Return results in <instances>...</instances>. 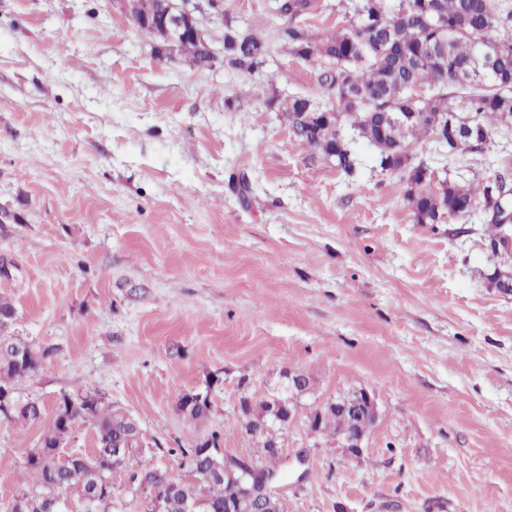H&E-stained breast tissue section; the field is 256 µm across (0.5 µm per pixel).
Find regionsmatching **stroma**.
Wrapping results in <instances>:
<instances>
[{
  "label": "stroma",
  "instance_id": "35a3bbf8",
  "mask_svg": "<svg viewBox=\"0 0 512 512\" xmlns=\"http://www.w3.org/2000/svg\"><path fill=\"white\" fill-rule=\"evenodd\" d=\"M357 0H314L313 38L346 27ZM224 19L272 45L262 71L159 57L113 0H0V296L11 328L51 355L18 380L38 422L0 414V510L23 488L61 396L92 391L130 415L138 457L180 476L179 449L212 431L256 457L243 401L311 378L278 432L275 493L287 512H512V296L480 214L416 223L399 173L346 130L358 173L312 156L289 98L324 101L312 65L279 34L273 0H223ZM448 178L512 168L493 134ZM378 419L344 459L306 424L350 390ZM208 393L207 420L178 409Z\"/></svg>",
  "mask_w": 512,
  "mask_h": 512
}]
</instances>
